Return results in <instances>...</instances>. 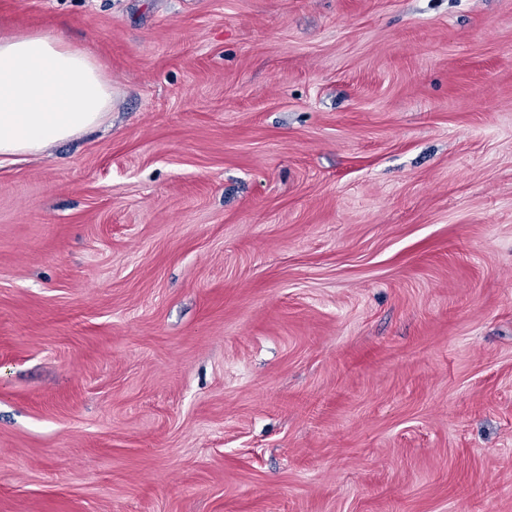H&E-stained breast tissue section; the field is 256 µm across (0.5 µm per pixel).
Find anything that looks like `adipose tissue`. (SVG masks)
I'll use <instances>...</instances> for the list:
<instances>
[{"mask_svg":"<svg viewBox=\"0 0 512 512\" xmlns=\"http://www.w3.org/2000/svg\"><path fill=\"white\" fill-rule=\"evenodd\" d=\"M112 82L63 34L0 37V156L38 154L103 125Z\"/></svg>","mask_w":512,"mask_h":512,"instance_id":"adipose-tissue-1","label":"adipose tissue"}]
</instances>
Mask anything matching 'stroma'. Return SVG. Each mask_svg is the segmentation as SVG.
<instances>
[{
  "mask_svg": "<svg viewBox=\"0 0 512 512\" xmlns=\"http://www.w3.org/2000/svg\"><path fill=\"white\" fill-rule=\"evenodd\" d=\"M112 81L0 161V512H512V0H0Z\"/></svg>",
  "mask_w": 512,
  "mask_h": 512,
  "instance_id": "35a3bbf8",
  "label": "stroma"
}]
</instances>
